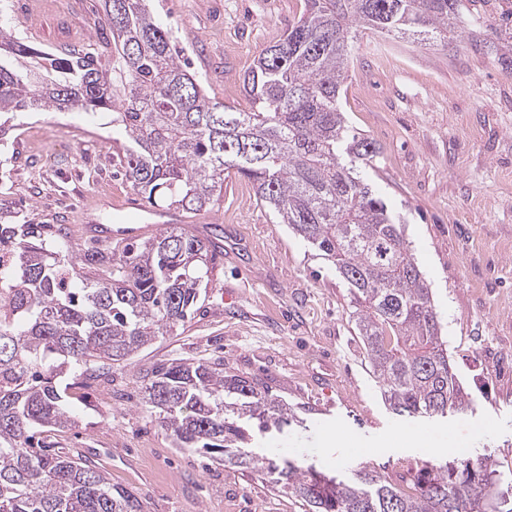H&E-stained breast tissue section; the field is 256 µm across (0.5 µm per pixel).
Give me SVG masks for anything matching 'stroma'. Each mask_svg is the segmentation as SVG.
Segmentation results:
<instances>
[{
    "mask_svg": "<svg viewBox=\"0 0 512 512\" xmlns=\"http://www.w3.org/2000/svg\"><path fill=\"white\" fill-rule=\"evenodd\" d=\"M211 98L241 110L242 77L284 34L304 0H151ZM102 0H0V26L57 52L95 40ZM512 9L471 0L447 41L422 43L358 30L341 94L350 126L379 150L365 179L381 193L431 288L448 355L475 400L473 413L402 419L370 376L334 266L274 223L247 180L224 177L220 205L182 214V230L218 237L223 255L193 319L124 363L86 379L67 375L71 426L43 434L52 449L82 456L134 493L140 512H308L265 475L174 447L142 377L160 360L223 359L225 371L268 387L297 418L267 448L319 469L396 477L430 454L387 450L405 428L450 438L446 459L488 457L512 470V67L496 50ZM111 113L25 114L30 139L8 151V210L23 224L62 231L72 253L93 247L84 220H139V239L159 235L153 215L116 164L124 139ZM350 445L325 449L330 433Z\"/></svg>",
    "mask_w": 512,
    "mask_h": 512,
    "instance_id": "stroma-1",
    "label": "stroma"
}]
</instances>
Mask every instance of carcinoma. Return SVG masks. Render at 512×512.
<instances>
[{"mask_svg":"<svg viewBox=\"0 0 512 512\" xmlns=\"http://www.w3.org/2000/svg\"><path fill=\"white\" fill-rule=\"evenodd\" d=\"M463 0H305L242 79L247 111L210 98L183 49L144 0H103L97 40L46 53L0 26V140L19 112L112 113L123 167L152 208L201 211L224 173L335 266L347 284L364 358L387 408L419 419L463 414L474 400L448 357L430 288L383 199L357 163L377 148L340 106L353 29L448 38ZM218 245L170 226L143 242L70 254L38 224H0V512H139L135 496L36 436L73 422L65 375L129 358L188 323L211 281ZM146 403L178 448L269 474L311 512H512V473L490 458L441 461L388 480L348 482L253 451L280 433L288 406L221 361H159Z\"/></svg>","mask_w":512,"mask_h":512,"instance_id":"cac0c4a2","label":"carcinoma"}]
</instances>
